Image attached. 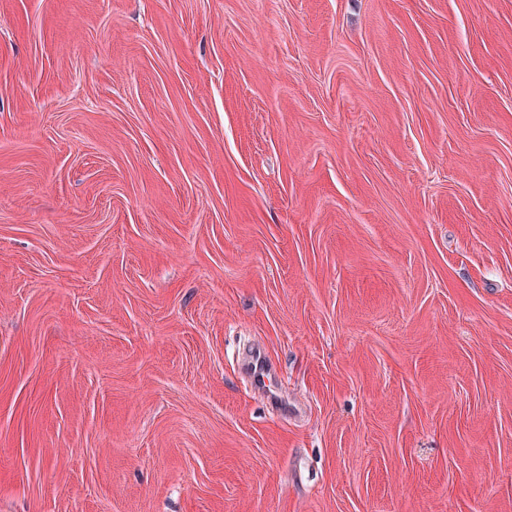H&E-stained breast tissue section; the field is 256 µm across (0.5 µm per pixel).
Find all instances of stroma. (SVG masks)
I'll return each mask as SVG.
<instances>
[{"label":"stroma","instance_id":"35a3bbf8","mask_svg":"<svg viewBox=\"0 0 512 512\" xmlns=\"http://www.w3.org/2000/svg\"><path fill=\"white\" fill-rule=\"evenodd\" d=\"M0 512H512V0H0ZM245 369L249 375L252 385L263 392L268 394L272 405L278 404V396L273 392L267 382L269 377L274 375L273 365L265 358L260 349H253L247 356L245 362Z\"/></svg>","mask_w":512,"mask_h":512}]
</instances>
